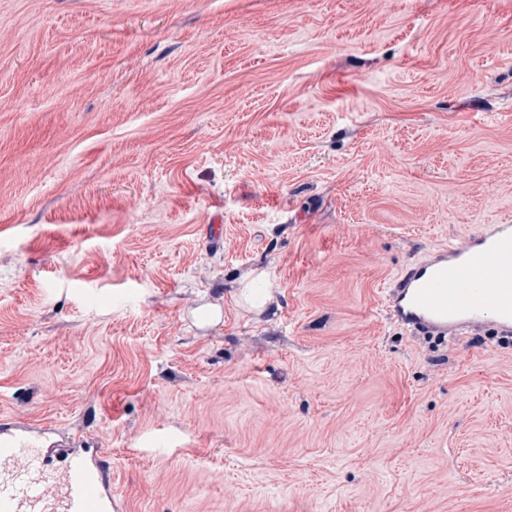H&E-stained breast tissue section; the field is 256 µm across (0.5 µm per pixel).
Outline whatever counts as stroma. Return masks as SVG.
Wrapping results in <instances>:
<instances>
[{"label": "stroma", "mask_w": 512, "mask_h": 512, "mask_svg": "<svg viewBox=\"0 0 512 512\" xmlns=\"http://www.w3.org/2000/svg\"><path fill=\"white\" fill-rule=\"evenodd\" d=\"M509 221L512 0H0V417L125 512H512V345L382 303Z\"/></svg>", "instance_id": "1"}]
</instances>
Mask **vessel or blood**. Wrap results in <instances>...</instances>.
Masks as SVG:
<instances>
[{"label":"vessel or blood","instance_id":"b4317fda","mask_svg":"<svg viewBox=\"0 0 512 512\" xmlns=\"http://www.w3.org/2000/svg\"><path fill=\"white\" fill-rule=\"evenodd\" d=\"M390 318L423 336L512 335V224H487L411 263L384 290ZM0 512H123L112 457L50 424L0 420Z\"/></svg>","mask_w":512,"mask_h":512}]
</instances>
